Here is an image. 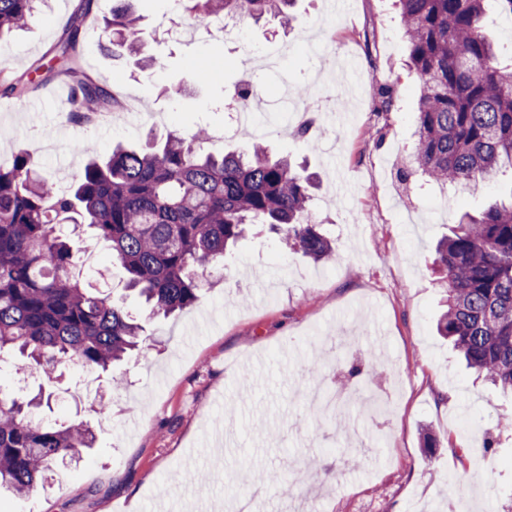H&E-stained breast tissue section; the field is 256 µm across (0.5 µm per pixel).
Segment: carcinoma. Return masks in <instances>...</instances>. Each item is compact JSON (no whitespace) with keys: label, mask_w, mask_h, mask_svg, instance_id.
I'll use <instances>...</instances> for the list:
<instances>
[{"label":"carcinoma","mask_w":512,"mask_h":512,"mask_svg":"<svg viewBox=\"0 0 512 512\" xmlns=\"http://www.w3.org/2000/svg\"><path fill=\"white\" fill-rule=\"evenodd\" d=\"M42 0H0V43L33 20ZM195 17L292 25L296 0H179ZM408 66L419 81L412 160L429 183L467 185L512 170V62L498 60L481 19L492 3L512 14V0H398ZM81 30L59 48L74 88L73 120L85 123L115 101L72 66ZM139 16L128 0L103 18L100 45L114 54L140 49ZM209 131L177 132L147 149L117 147L92 159L66 190L36 172L34 154L19 152L0 168V354L16 350L52 378L77 364L107 370L138 346L144 327L124 299L85 286L74 231L105 244L128 289L155 316L192 306L200 276L224 263L250 226L271 224L285 243L319 261L330 241L310 222L311 177L286 158L271 159L261 142L244 153L204 152ZM433 271L446 310L437 330L468 368L512 392V197L476 217L456 219L436 249ZM34 399L0 386V487L21 499L53 466L93 447L88 424L32 422Z\"/></svg>","instance_id":"1"}]
</instances>
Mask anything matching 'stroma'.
Listing matches in <instances>:
<instances>
[{
  "label": "stroma",
  "mask_w": 512,
  "mask_h": 512,
  "mask_svg": "<svg viewBox=\"0 0 512 512\" xmlns=\"http://www.w3.org/2000/svg\"><path fill=\"white\" fill-rule=\"evenodd\" d=\"M79 4L49 0L0 44V67L30 85L20 97L0 93V167L33 150L42 175L72 178L116 143L200 126L213 135L210 151L262 140L314 174L311 213L333 252L316 263L257 228L206 275L193 306L163 319L125 295V273L103 244L84 242L87 282L125 295L146 338L90 380L73 365L49 382L0 358L1 384L52 392L37 420H82L96 436L79 460L57 465L46 488L24 499L1 492L0 512H236L265 485L262 512H448L459 498L471 512L512 505V395L479 379L437 335L442 292L430 271L459 214L512 197V174L448 189L401 175L417 88L392 0H299L292 29L249 20L246 37L202 29L193 40L177 36L192 19L175 0H136L147 71L92 34L112 0H95L84 17ZM76 20L78 65L140 100L139 124L118 108L91 128L65 120L54 96L65 82L51 66ZM313 43L321 56L309 55ZM206 61L215 76L202 83L196 65ZM246 82L260 89L254 124L225 133L224 103ZM306 90L308 113L289 111L286 98ZM308 121L310 137L299 138ZM357 359L365 372L352 380ZM112 374L121 386L111 387ZM426 429L440 442L436 454L423 446Z\"/></svg>",
  "instance_id": "stroma-1"
}]
</instances>
